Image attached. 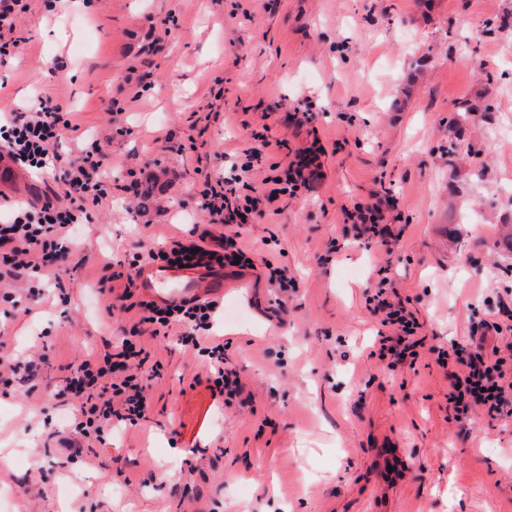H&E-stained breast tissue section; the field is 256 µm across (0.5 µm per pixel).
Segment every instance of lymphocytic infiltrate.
Segmentation results:
<instances>
[{
  "label": "lymphocytic infiltrate",
  "mask_w": 512,
  "mask_h": 512,
  "mask_svg": "<svg viewBox=\"0 0 512 512\" xmlns=\"http://www.w3.org/2000/svg\"><path fill=\"white\" fill-rule=\"evenodd\" d=\"M71 114V109L52 94L38 96L0 122V151L19 165L35 170L45 168L62 130L71 126ZM254 139V145L243 149L239 161L232 163L230 176L215 177L201 193L202 209L208 212L211 223L224 226V234L217 237L212 248L175 242L171 251L160 255L169 266L193 269L234 264L236 256L243 253L234 226L256 216L279 214L278 202L282 197L310 190L321 177L320 158L326 148L316 138L292 158L271 166L262 180V189H255L252 176L261 169L263 151L270 142L260 133ZM105 164L106 156L98 139H88L78 156L64 165V205L45 201L14 207L9 222L0 225V281L21 282L27 297L35 298L42 295L51 275L60 274L72 263L74 253L70 245L75 227L87 222L90 204L108 194ZM371 301L374 310L383 314L381 324L386 331L379 339L382 350L398 357L415 352L418 325L402 301L391 299L383 282ZM141 307L139 324L131 327L119 345L87 354L71 366L58 386V396L71 398L78 409L73 436L66 442L71 455H82L90 438L101 437L113 426L135 423L148 408L151 379L132 364L140 355L143 325H152L156 338L169 337L179 326L194 328L192 347L207 356L217 395L233 394L240 389L237 373L224 369L223 344L214 342L206 346L199 337L200 332L211 331L216 324L218 300L205 298L167 305L151 300L142 302ZM437 362L454 366L448 397L455 405L474 401L483 405L489 416L512 417V342L489 354L480 343L458 345L452 352L439 353Z\"/></svg>",
  "instance_id": "f902f5d3"
}]
</instances>
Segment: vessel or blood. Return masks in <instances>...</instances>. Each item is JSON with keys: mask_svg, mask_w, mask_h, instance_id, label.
I'll return each mask as SVG.
<instances>
[{"mask_svg": "<svg viewBox=\"0 0 512 512\" xmlns=\"http://www.w3.org/2000/svg\"><path fill=\"white\" fill-rule=\"evenodd\" d=\"M137 279L143 292L160 303L224 292V274L216 270L144 267L138 271Z\"/></svg>", "mask_w": 512, "mask_h": 512, "instance_id": "vessel-or-blood-1", "label": "vessel or blood"}]
</instances>
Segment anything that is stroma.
<instances>
[{
  "label": "stroma",
  "instance_id": "35a3bbf8",
  "mask_svg": "<svg viewBox=\"0 0 512 512\" xmlns=\"http://www.w3.org/2000/svg\"><path fill=\"white\" fill-rule=\"evenodd\" d=\"M25 2L0 108L57 94L74 110L59 153L97 134L112 192L78 230L67 301L49 289L23 312L0 282V357H46L0 393L10 512H512V419L478 408L459 420L436 362L512 309V0ZM305 97L325 177L241 225L248 259L224 270L212 334L241 393L212 397L194 349L143 336L149 409L70 458L56 387L137 318L106 306L127 289L144 299L126 281L136 262L220 234L200 192L251 131L280 141L269 165L310 143L288 122ZM61 175L19 171L0 223L16 202L63 203ZM385 194L398 241L355 238L343 208ZM273 265L296 282L282 300ZM384 276L423 342L398 364L380 356L367 303Z\"/></svg>",
  "mask_w": 512,
  "mask_h": 512
}]
</instances>
